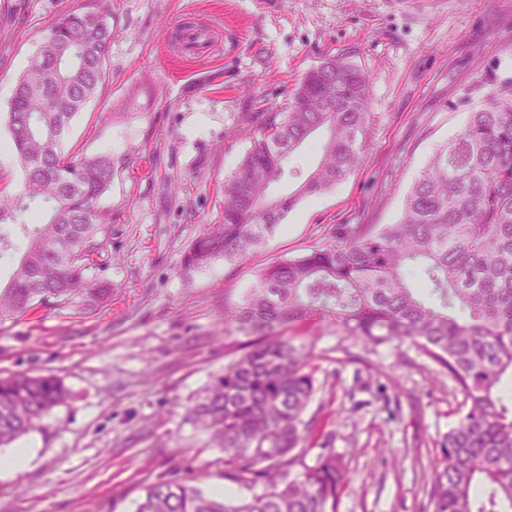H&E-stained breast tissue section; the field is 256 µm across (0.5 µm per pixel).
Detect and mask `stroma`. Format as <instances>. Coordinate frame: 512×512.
Returning <instances> with one entry per match:
<instances>
[{
    "instance_id": "35a3bbf8",
    "label": "stroma",
    "mask_w": 512,
    "mask_h": 512,
    "mask_svg": "<svg viewBox=\"0 0 512 512\" xmlns=\"http://www.w3.org/2000/svg\"><path fill=\"white\" fill-rule=\"evenodd\" d=\"M108 7L107 79L76 116L70 152L105 153L115 176L107 292L0 319V374L52 373L71 392L24 436L28 465L0 475V512H135L146 488L207 473L203 488L262 493L224 477V453L186 409L245 336L220 337L270 262L326 242L340 224H393L441 146L493 89L512 88V0H0V143L18 75L65 9ZM204 31L208 57L177 67L180 32ZM369 78L361 165L303 198L245 258L184 271L186 246L223 221L224 179L250 147L243 119L284 112L302 77L329 59ZM318 391L297 477L325 449L351 482L338 512H430L428 465L458 418L455 381L404 342L362 350L298 323Z\"/></svg>"
}]
</instances>
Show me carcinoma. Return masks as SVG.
<instances>
[{"mask_svg": "<svg viewBox=\"0 0 512 512\" xmlns=\"http://www.w3.org/2000/svg\"><path fill=\"white\" fill-rule=\"evenodd\" d=\"M14 86L8 130L24 175L0 197V253L23 241L0 284V319L65 300L97 284L111 225L96 205L111 186L107 154L71 155L75 115L104 80L112 27L102 10H64ZM367 78L336 60L301 79L287 112H264L236 170L224 179V224L184 251L187 270L232 259L258 244L308 196L361 163ZM325 134L317 167L287 196L271 185L292 175L293 153ZM35 203L42 221H23ZM426 285L418 293L407 273ZM316 319L363 346L411 342L456 381L463 400L430 473L432 512H512V90H493L463 132L439 148L406 194L394 224H344L336 240L262 269L243 303L224 308V334L253 337L188 408V420L224 451V478L266 490L238 505L207 492L203 476L148 486L135 512H338L350 482L329 449L285 481L308 428L316 392L311 352L283 336ZM69 390L53 374L0 376V447L37 428Z\"/></svg>", "mask_w": 512, "mask_h": 512, "instance_id": "carcinoma-1", "label": "carcinoma"}]
</instances>
